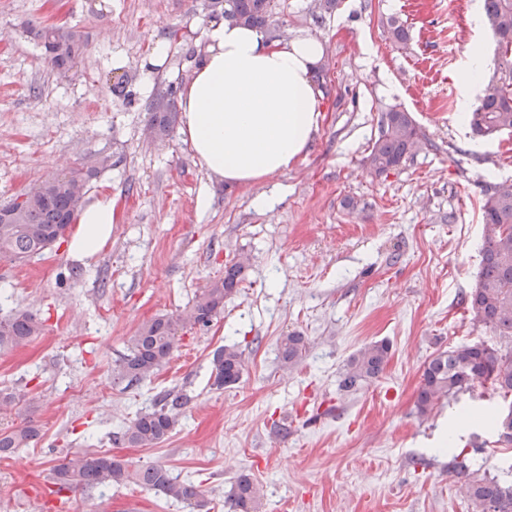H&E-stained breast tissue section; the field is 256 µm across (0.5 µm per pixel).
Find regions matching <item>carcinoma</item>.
Listing matches in <instances>:
<instances>
[{
  "label": "carcinoma",
  "instance_id": "cac0c4a2",
  "mask_svg": "<svg viewBox=\"0 0 512 512\" xmlns=\"http://www.w3.org/2000/svg\"><path fill=\"white\" fill-rule=\"evenodd\" d=\"M228 17L250 27L264 28L278 14L279 0H227ZM486 23L497 42L501 76L492 77L485 94L473 105L467 118L474 134L492 138L512 132V0H483ZM390 41L399 48L409 42L408 30L396 18L387 22ZM39 40L51 66L59 71L72 68L83 55L86 42L72 27L45 25L38 29ZM152 128L159 137L168 136L176 122L169 101L151 104ZM423 135L410 113L393 108L382 114L379 136L368 162L378 175L399 167L422 142ZM94 170L77 168L63 177L43 182V191L16 204L7 220H0V259L24 263L41 256L65 241L57 230L68 225L84 207L86 186ZM483 229L480 269L467 303L473 320L497 336L512 338V183H489L483 188ZM245 266L234 262L224 267V275L211 281L193 304L177 316L157 315L145 321L128 340V353L112 368V381L129 388L157 373L178 350L180 332L185 328L210 326L224 311V301L232 297L243 279ZM43 333V323L33 313L13 309L0 316V351L17 347ZM307 339L290 333L279 339V359L291 369L303 360ZM390 344L374 342L348 360L339 386L356 392L379 377L388 364ZM214 385L232 388L245 370L243 352L237 346H221L213 353ZM475 382H488L502 397L512 396V349L485 342L466 343L441 351L424 364L416 410L421 416L432 412L444 397ZM188 398L180 391L160 393L152 409L140 411L113 435L112 442L130 447H151L170 437ZM489 428L498 433L497 442L512 445V403ZM39 438L37 428L23 425L0 428V455L10 456ZM454 470L464 478L467 497L481 512H512V464L502 475L479 476L470 470L468 458L455 456ZM55 493L76 488L94 489L103 485L135 484L157 494L182 501L189 512H202L205 503L192 483L179 482L159 463L138 464L105 453L91 457L74 456L51 472ZM258 484L246 473L239 474L230 494L231 512H261Z\"/></svg>",
  "mask_w": 512,
  "mask_h": 512
}]
</instances>
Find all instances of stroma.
<instances>
[{
    "label": "stroma",
    "mask_w": 512,
    "mask_h": 512,
    "mask_svg": "<svg viewBox=\"0 0 512 512\" xmlns=\"http://www.w3.org/2000/svg\"><path fill=\"white\" fill-rule=\"evenodd\" d=\"M483 0H286L267 32L321 39L317 75L325 119L290 170L248 186L224 183L196 162L180 128L150 138V105L189 81L223 18L212 0H0V205L34 183L99 160L87 198L111 194L112 235L89 260L67 245L0 265V310L29 309L45 331L0 353V388L23 394L0 428L25 422L36 444L0 459V512H58L47 482L75 454L113 451L112 434L160 392L189 402L174 433L123 456L161 463L228 512L248 472L262 512H476L460 492L441 438L484 442L483 472L500 473L512 446L480 423L457 431L458 412H498L502 397L472 385L428 417L415 401L423 366L450 347L494 342L465 299L479 271L483 186L512 181V135L482 139L462 122L485 93L457 80L470 45L494 54L472 18ZM411 49L389 40L387 21ZM60 22L82 31L83 56L54 69L33 31ZM166 58L142 64L157 46ZM410 113L426 141L397 169L367 162L383 112ZM247 260L237 294L210 327L183 331L151 379L113 384L112 366L146 320L172 314ZM310 346L293 370L277 341ZM389 341L385 371L353 394L338 381L366 344ZM247 358L239 384L208 382L215 349ZM67 512H187L142 487L69 493Z\"/></svg>",
    "instance_id": "35a3bbf8"
}]
</instances>
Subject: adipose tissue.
I'll use <instances>...</instances> for the list:
<instances>
[{
    "label": "adipose tissue",
    "mask_w": 512,
    "mask_h": 512,
    "mask_svg": "<svg viewBox=\"0 0 512 512\" xmlns=\"http://www.w3.org/2000/svg\"><path fill=\"white\" fill-rule=\"evenodd\" d=\"M207 49L181 92V133L200 166L226 183L246 186L294 167L324 121L314 75L319 39L297 34L276 42L230 20L209 24ZM114 202H88L68 249L98 253L112 234Z\"/></svg>",
    "instance_id": "adipose-tissue-1"
}]
</instances>
